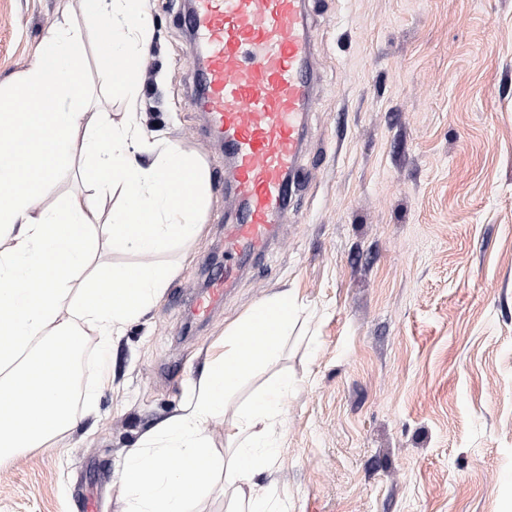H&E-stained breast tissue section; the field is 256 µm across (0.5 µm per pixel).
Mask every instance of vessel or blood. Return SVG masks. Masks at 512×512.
<instances>
[{
	"label": "vessel or blood",
	"instance_id": "obj_1",
	"mask_svg": "<svg viewBox=\"0 0 512 512\" xmlns=\"http://www.w3.org/2000/svg\"><path fill=\"white\" fill-rule=\"evenodd\" d=\"M197 106L224 144L237 201L224 226V262L190 303L207 317L233 277L263 257L290 210V177L302 156L313 99L315 44L307 0H189Z\"/></svg>",
	"mask_w": 512,
	"mask_h": 512
}]
</instances>
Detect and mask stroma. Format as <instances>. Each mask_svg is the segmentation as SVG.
Returning <instances> with one entry per match:
<instances>
[{
  "label": "stroma",
  "mask_w": 512,
  "mask_h": 512,
  "mask_svg": "<svg viewBox=\"0 0 512 512\" xmlns=\"http://www.w3.org/2000/svg\"><path fill=\"white\" fill-rule=\"evenodd\" d=\"M318 82L296 207L205 320L182 299L224 258V149L193 103L182 0H145L147 131L205 167L201 237L154 256L176 274L111 352L119 391L77 400L56 448L0 465V512H121L115 471L184 403L201 354L262 298L306 312L279 371L297 385L271 480L288 512H512V0H309ZM85 42L89 113L121 121L81 0H0V86L62 14Z\"/></svg>",
  "instance_id": "35a3bbf8"
}]
</instances>
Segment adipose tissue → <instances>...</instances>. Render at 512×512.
I'll return each mask as SVG.
<instances>
[{"mask_svg": "<svg viewBox=\"0 0 512 512\" xmlns=\"http://www.w3.org/2000/svg\"><path fill=\"white\" fill-rule=\"evenodd\" d=\"M87 7L106 41L103 76L135 107L152 18L140 0H88ZM84 54L81 33L62 17L43 38L38 63L0 89V465L19 452L53 447L75 428L76 381L89 392L113 384L115 336L148 313L173 275L151 256L203 230L207 172L179 146L147 133L136 115L87 119ZM76 159L84 191L42 206L46 188ZM117 189L119 207L95 226L99 199ZM101 234L140 262L91 266ZM302 313L298 297L284 289L225 327L180 411L145 431L125 455L118 471L122 512H189L216 474L232 492L231 512H286V500L263 478L280 456L276 429L293 379L278 373L239 401L223 459L213 457L208 429L248 378L279 360ZM88 336L102 353L80 378L72 362Z\"/></svg>", "mask_w": 512, "mask_h": 512, "instance_id": "ef3b65f1", "label": "adipose tissue"}]
</instances>
